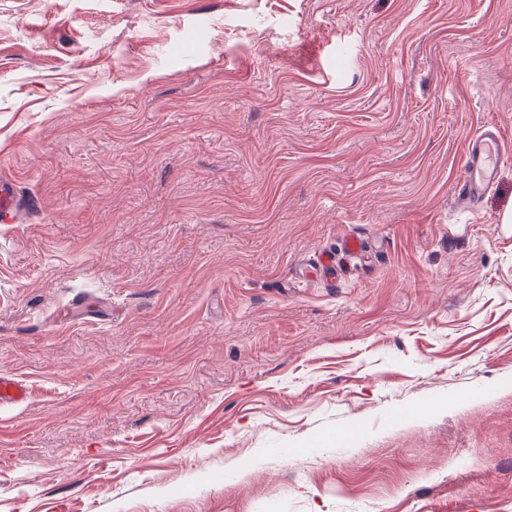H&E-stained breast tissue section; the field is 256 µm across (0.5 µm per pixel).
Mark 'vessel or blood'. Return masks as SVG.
Returning <instances> with one entry per match:
<instances>
[{"label":"vessel or blood","mask_w":512,"mask_h":512,"mask_svg":"<svg viewBox=\"0 0 512 512\" xmlns=\"http://www.w3.org/2000/svg\"><path fill=\"white\" fill-rule=\"evenodd\" d=\"M512 160V147L506 146L497 127L483 126L468 143L464 158L463 174L455 185L458 199L469 207L478 201L495 184L496 169ZM25 214L17 203V185L12 176L0 175V223H22ZM365 245L356 236L345 237L339 248L319 253L315 272L326 282H334L338 274L351 262L364 256ZM27 400L25 386L18 380L0 375V406L19 405Z\"/></svg>","instance_id":"b4317fda"}]
</instances>
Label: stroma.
<instances>
[{"label": "stroma", "instance_id": "obj_1", "mask_svg": "<svg viewBox=\"0 0 512 512\" xmlns=\"http://www.w3.org/2000/svg\"><path fill=\"white\" fill-rule=\"evenodd\" d=\"M485 124L512 0H0V512H512ZM512 151L502 142L494 125L483 126L468 143L463 174L455 185V195L474 209L495 184L497 166L510 161ZM17 185L12 176L0 175V223L20 224L25 214L17 203ZM365 252V245L361 238L347 236L338 250H324L319 253L314 272L327 283H333L344 268L350 266L352 261L364 256ZM27 397L26 388L20 381L0 375V406L22 404Z\"/></svg>", "mask_w": 512, "mask_h": 512}]
</instances>
